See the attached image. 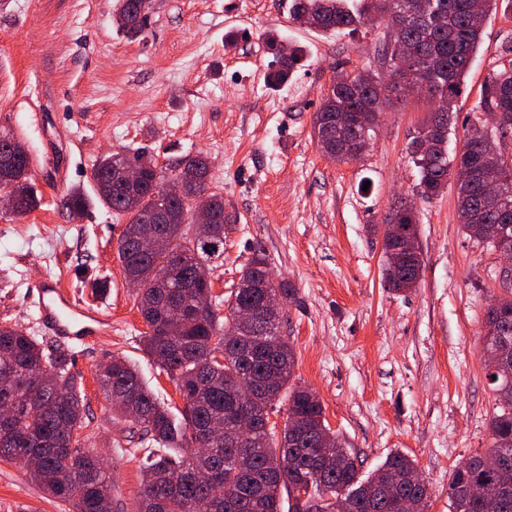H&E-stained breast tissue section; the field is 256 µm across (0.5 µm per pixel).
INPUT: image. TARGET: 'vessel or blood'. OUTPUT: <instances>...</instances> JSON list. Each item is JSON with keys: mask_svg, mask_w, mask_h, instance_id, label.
Wrapping results in <instances>:
<instances>
[{"mask_svg": "<svg viewBox=\"0 0 512 512\" xmlns=\"http://www.w3.org/2000/svg\"><path fill=\"white\" fill-rule=\"evenodd\" d=\"M34 295L39 322L48 334L74 344L111 335V320L93 305L79 301L58 281H43L36 286Z\"/></svg>", "mask_w": 512, "mask_h": 512, "instance_id": "1", "label": "vessel or blood"}]
</instances>
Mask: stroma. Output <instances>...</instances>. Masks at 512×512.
I'll list each match as a JSON object with an SVG mask.
<instances>
[{
	"mask_svg": "<svg viewBox=\"0 0 512 512\" xmlns=\"http://www.w3.org/2000/svg\"><path fill=\"white\" fill-rule=\"evenodd\" d=\"M115 4L0 0V109L10 114L0 132L29 149L40 198L25 217L0 213V323L42 336L30 292L48 277L111 317V337L88 344L70 369L83 378L92 450L112 473V512H135L142 456L100 390L97 365L122 356L173 414L184 407L142 350L146 326L118 260L125 220L99 203L92 181L100 157L128 148L166 165L198 152L210 159V188L234 218L224 261L211 272L215 294L230 295L250 246L261 243L275 278L298 291L281 311L295 382L319 397L363 474L404 452L429 484V512H449L451 471L490 444L496 401L482 339L486 310L502 293V263L465 233L451 183L417 205L424 266L416 288L384 286L373 228L414 196L408 144L433 110L426 93L392 100L359 160H328L312 137L313 115L338 72L388 75L384 25L325 33L292 21L288 0H153L145 32L131 39L114 21ZM483 29L450 127L452 153L483 119L476 107L512 41V13L489 14ZM268 31L306 50L279 88L263 79ZM71 189L88 199L75 219L57 206ZM89 273L108 279V294L93 298ZM65 510L20 465L0 462V512Z\"/></svg>",
	"mask_w": 512,
	"mask_h": 512,
	"instance_id": "35a3bbf8",
	"label": "stroma"
}]
</instances>
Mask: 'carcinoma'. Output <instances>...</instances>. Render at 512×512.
Segmentation results:
<instances>
[{
	"label": "carcinoma",
	"instance_id": "cac0c4a2",
	"mask_svg": "<svg viewBox=\"0 0 512 512\" xmlns=\"http://www.w3.org/2000/svg\"><path fill=\"white\" fill-rule=\"evenodd\" d=\"M482 14L499 8L512 12V0H421L416 15L403 22L401 39L388 41L382 56L392 67L412 68L418 88L444 101L443 111L423 123L409 143V156L419 173L416 198L428 201L454 178L461 217L483 205L486 181L504 179L512 193V156L500 166L491 164L512 137V44L485 79L480 112H500L505 125L476 143L465 140L461 153L448 155V125L461 96L465 78L482 41L474 23V2ZM151 0H118L114 19L134 39L147 27ZM377 12L387 18L386 0H290L289 15L296 22L325 32L363 27ZM273 61L265 71L268 86L285 85L305 59L303 47L288 46L281 54L279 35H262ZM397 85L382 87L370 73L347 77L341 71L314 113L313 134L319 150L336 153L347 162L355 156L345 149L349 139L371 140L377 118L361 116L371 103L383 109ZM135 164L143 180L130 187L115 173ZM208 160L189 154L175 164L158 163L144 151L123 150L101 157L94 166L96 197L106 208L124 217L118 258L125 276L151 285L137 299V308L149 331L143 348L150 360L174 382L183 401L182 418L161 406L142 383L134 365L110 357L98 367L101 386L112 413L131 422L137 447L145 454L144 478L137 512H282V497L294 501L292 512H397L391 495L410 499L415 512H428L431 493L413 480L415 460L401 452L390 454L363 480L356 458L329 427L325 408L309 388L292 382L295 351L279 334L280 318L266 312L264 289L249 288L255 278L269 274L264 247H250L251 257L240 270L238 287L227 300L203 312L195 311L200 273H211L224 258V239L232 215L224 195L210 191ZM14 194L15 215L35 210L40 199L30 176V160L10 158L0 176ZM215 218L213 235L198 240L190 224L196 206ZM60 210L71 218L83 215L87 202L79 190L63 194ZM397 220L418 234L415 201L393 208L385 221ZM483 223L496 227L500 242L512 247V208L486 211ZM155 230L168 248L146 254L139 239ZM424 264L423 253L403 252L402 262L383 274L385 287L397 293L415 288ZM227 314L221 315L220 307ZM252 310V320L241 323L234 313ZM484 351L500 353L512 363V296L493 299L487 310ZM71 353L60 344L0 324V400L18 403L9 430L0 425V460L39 459L27 474L48 496L72 507V512H109L112 475L90 452V436H83L85 407L81 383L70 370ZM258 383L249 408L257 426L247 440L239 439L234 420L245 383ZM501 413L491 420V445L456 466L448 478L451 512H512V461L497 470L485 466L490 458L512 457V373L493 380ZM288 400V416L281 433L266 427L274 405ZM213 427L224 429L222 439L203 455L194 452ZM480 486L485 496L470 497Z\"/></svg>",
	"mask_w": 512,
	"mask_h": 512
}]
</instances>
